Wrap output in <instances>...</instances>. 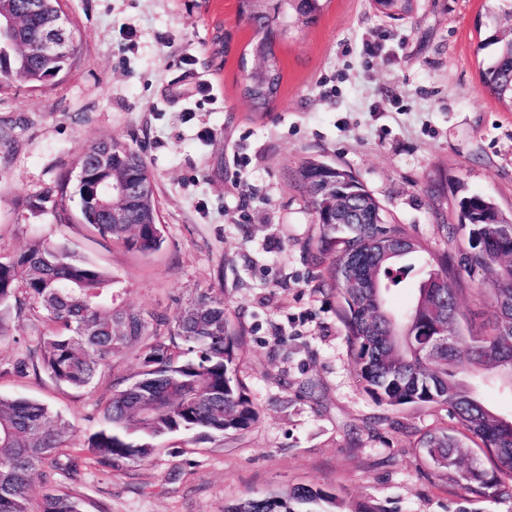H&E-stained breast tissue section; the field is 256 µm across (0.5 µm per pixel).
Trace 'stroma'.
Here are the masks:
<instances>
[{
  "mask_svg": "<svg viewBox=\"0 0 512 512\" xmlns=\"http://www.w3.org/2000/svg\"><path fill=\"white\" fill-rule=\"evenodd\" d=\"M79 53L58 84L0 88V258L36 239L106 270L125 306L174 316L212 288L245 336L239 375L257 405L241 436L158 439L159 450L111 476L80 479L87 512H224L239 498L318 484L379 512H512L449 493L418 448L445 411L393 409L366 393L336 296L313 260L317 226L288 176L314 155L350 169L392 223L443 250L429 194L457 185L512 212V112L483 91L485 0H415L401 19L372 0H326L318 22L279 43L283 81L270 110L241 92L252 31L237 0H66ZM229 54H221L218 37ZM112 139L139 148L157 189L166 242L149 256L79 220L57 223L26 198L56 191L80 153ZM36 330L13 319L0 337V395L39 400L81 449L101 423L114 378L140 369L134 345L89 388L12 373Z\"/></svg>",
  "mask_w": 512,
  "mask_h": 512,
  "instance_id": "35a3bbf8",
  "label": "stroma"
}]
</instances>
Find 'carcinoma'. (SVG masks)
Returning <instances> with one entry per match:
<instances>
[{
	"instance_id": "cac0c4a2",
	"label": "carcinoma",
	"mask_w": 512,
	"mask_h": 512,
	"mask_svg": "<svg viewBox=\"0 0 512 512\" xmlns=\"http://www.w3.org/2000/svg\"><path fill=\"white\" fill-rule=\"evenodd\" d=\"M377 11L401 19L411 0H374ZM250 0H238L249 15L251 53L262 51L271 86L244 88L263 110L276 98L283 74L277 38L315 24L323 0H286L266 13L252 15ZM494 47L482 71V85L503 108L512 111V33L494 24L481 47ZM60 68L33 48L16 51L0 44V85L39 83ZM88 166L87 179L67 192L26 199L31 211L65 214L77 201L83 223L102 237L142 254L161 249L164 225L158 221L156 194L137 203L114 200L127 212L124 224H110L95 199L97 187L115 180L153 181L140 149L114 140L87 147L77 169ZM349 191L343 205L356 212L376 209L377 199L341 166L304 159L294 170V187L306 198L318 226L314 259L324 267L336 294L350 356L364 390L378 403L440 407L457 427H435L421 435L419 448L448 489L487 498L512 494V418L504 420L486 407L462 379L496 370L512 382V246L492 240V222L512 223L486 195L462 193L455 199L456 224H441L445 243L455 253L435 257L402 224H336V201L318 196L327 179ZM379 287L351 288L343 270L354 255ZM415 259L421 283L437 278L442 288H418L413 305L397 314L389 294L403 287ZM482 272L494 304V319L478 334L467 326L461 302L464 277ZM26 316L40 327L36 345L16 363L20 374L46 373L54 382L86 389L101 363L127 341H140V370L119 380L99 428L85 440L83 452L67 451L69 423L48 404L0 396V512H32V485L59 471L67 482L46 493L39 512H84L77 477L88 462L118 475L125 467L153 455L158 437L194 432L200 439L238 433L259 420L237 374L242 334L224 314V289L179 309L171 318L129 309L117 302L107 271L71 254L61 243L37 239L21 253L0 260V336L8 335L10 315ZM457 325L451 345L433 344L434 335ZM477 440L490 469L466 466L460 439ZM224 512H342L336 496L316 485H298L284 494L251 496L224 506Z\"/></svg>"
}]
</instances>
